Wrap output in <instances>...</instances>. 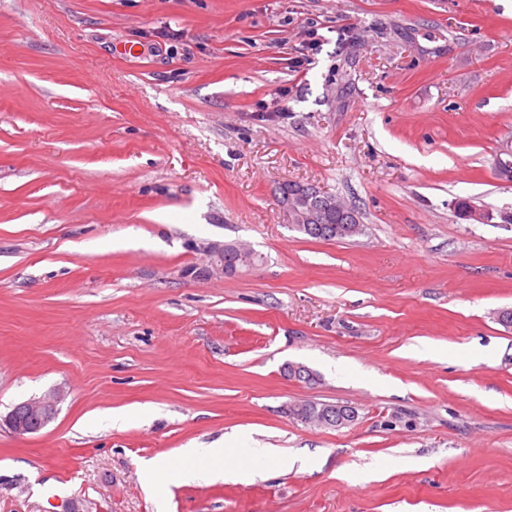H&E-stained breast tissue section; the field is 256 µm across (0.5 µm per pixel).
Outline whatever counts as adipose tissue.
Here are the masks:
<instances>
[{
	"label": "adipose tissue",
	"mask_w": 512,
	"mask_h": 512,
	"mask_svg": "<svg viewBox=\"0 0 512 512\" xmlns=\"http://www.w3.org/2000/svg\"><path fill=\"white\" fill-rule=\"evenodd\" d=\"M181 460L189 462L192 459L206 458L213 460V467L206 470H197L190 468L182 469L183 479L191 482L200 481H234L247 482L260 477L261 471L256 467L255 462L259 459H265L275 462L281 468H288L290 461L276 448H254L250 451V457L246 460L235 461L226 458L224 448L220 445H214L205 448H183L179 451Z\"/></svg>",
	"instance_id": "ef3b65f1"
}]
</instances>
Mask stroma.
<instances>
[{"label": "stroma", "mask_w": 512, "mask_h": 512, "mask_svg": "<svg viewBox=\"0 0 512 512\" xmlns=\"http://www.w3.org/2000/svg\"><path fill=\"white\" fill-rule=\"evenodd\" d=\"M508 140L512 0H0V512H512ZM288 181L362 234L293 230ZM219 440L295 464L145 486ZM231 244L232 243H225V249L224 243L214 242L209 244L207 248L210 253V256H216L220 259V261L218 263L211 261L210 268L206 270L207 275L224 276L235 273L237 271L236 268L238 267L248 266L242 265V263L236 259V252L231 248ZM224 259L227 262V265L235 266L236 268H229L227 266H224ZM60 399V395L55 392L29 399L16 406L24 410L23 418L17 416L13 409L6 416L5 421L17 435L37 433L54 419ZM307 411L309 413V417L305 420H301L294 415L290 414L292 418H296L298 421H301V423L314 426V427H320V428H331V429H339L340 425L337 422L330 423L329 425H317L314 422L315 417L322 414L323 411H334V414L336 412V417L346 416L351 411L356 412L354 408L351 406L345 405V404H339V403H319V402H306Z\"/></svg>", "instance_id": "35a3bbf8"}]
</instances>
